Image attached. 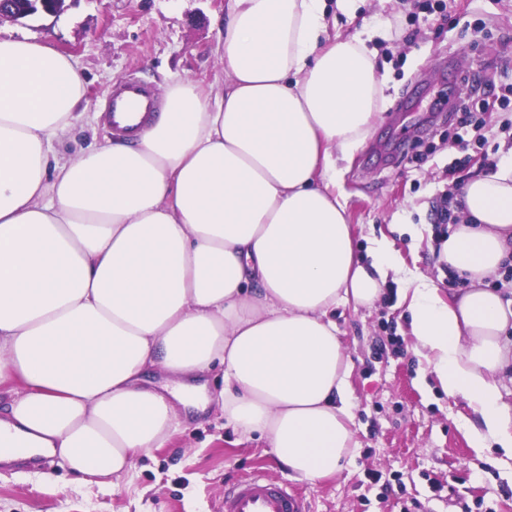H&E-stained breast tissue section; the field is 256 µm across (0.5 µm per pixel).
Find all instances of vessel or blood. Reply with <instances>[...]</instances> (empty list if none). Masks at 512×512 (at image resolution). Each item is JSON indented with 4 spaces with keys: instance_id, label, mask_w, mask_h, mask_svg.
<instances>
[{
    "instance_id": "1",
    "label": "vessel or blood",
    "mask_w": 512,
    "mask_h": 512,
    "mask_svg": "<svg viewBox=\"0 0 512 512\" xmlns=\"http://www.w3.org/2000/svg\"><path fill=\"white\" fill-rule=\"evenodd\" d=\"M155 107L153 91L131 78L113 89L109 111L149 113ZM224 512H310V506L288 485L270 482L255 471L225 488Z\"/></svg>"
}]
</instances>
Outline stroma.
<instances>
[{"mask_svg": "<svg viewBox=\"0 0 512 512\" xmlns=\"http://www.w3.org/2000/svg\"><path fill=\"white\" fill-rule=\"evenodd\" d=\"M444 14L415 16L411 0H362L337 30H377L383 104L352 157H337L359 251L393 241L400 264L447 288L437 243L448 167L460 181L484 173L512 119V0H443ZM227 0H67L58 16L0 21V38L30 39L72 57L85 77V116L64 137L77 151L111 131L103 111L113 87L136 77L156 98L174 77L223 84L221 22ZM474 75L508 87L483 113L485 142L429 107ZM373 309L338 308L352 365L349 383L359 446L333 478L308 481L283 467L258 437L241 436L208 408L166 447L135 457L115 486L85 482L58 464L0 463V512H224V487L255 469L301 491L313 512H512V459L497 445L470 443L476 416L421 375L408 303L388 281ZM440 481L433 493L431 481Z\"/></svg>", "mask_w": 512, "mask_h": 512, "instance_id": "obj_1", "label": "stroma"}]
</instances>
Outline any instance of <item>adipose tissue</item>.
I'll list each match as a JSON object with an SVG mask.
<instances>
[{"label": "adipose tissue", "instance_id": "obj_1", "mask_svg": "<svg viewBox=\"0 0 512 512\" xmlns=\"http://www.w3.org/2000/svg\"><path fill=\"white\" fill-rule=\"evenodd\" d=\"M355 11L229 0L220 94L172 79L135 137L73 155L53 142L80 116L83 72L0 39V460L118 479L212 405L300 478L336 476L358 442L331 314L376 306L391 274L416 354L479 418L473 447L512 456V289L488 284L512 256V150L455 192L453 298L388 238L361 263L336 157L364 142L382 81L361 35L329 31Z\"/></svg>", "mask_w": 512, "mask_h": 512}]
</instances>
